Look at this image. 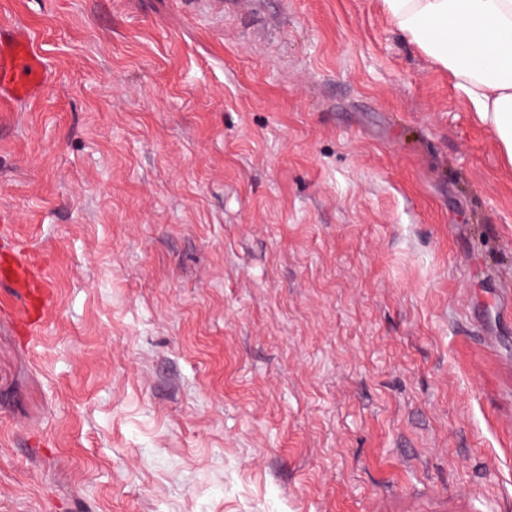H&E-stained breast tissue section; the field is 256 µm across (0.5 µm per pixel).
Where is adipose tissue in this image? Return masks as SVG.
<instances>
[{
  "instance_id": "adipose-tissue-1",
  "label": "adipose tissue",
  "mask_w": 512,
  "mask_h": 512,
  "mask_svg": "<svg viewBox=\"0 0 512 512\" xmlns=\"http://www.w3.org/2000/svg\"><path fill=\"white\" fill-rule=\"evenodd\" d=\"M403 38L453 76L512 162V0H382Z\"/></svg>"
}]
</instances>
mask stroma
Listing matches in <instances>:
<instances>
[{
	"label": "stroma",
	"mask_w": 512,
	"mask_h": 512,
	"mask_svg": "<svg viewBox=\"0 0 512 512\" xmlns=\"http://www.w3.org/2000/svg\"><path fill=\"white\" fill-rule=\"evenodd\" d=\"M0 512H501L512 165L381 0H0ZM479 497H471V490ZM47 67L28 31L0 27V102L36 99L46 89ZM7 283L13 294L9 299V307L13 314H20L26 319V311L21 303V299L27 294L28 289L24 288L23 277L14 269L7 268L2 273V284Z\"/></svg>",
	"instance_id": "1"
}]
</instances>
